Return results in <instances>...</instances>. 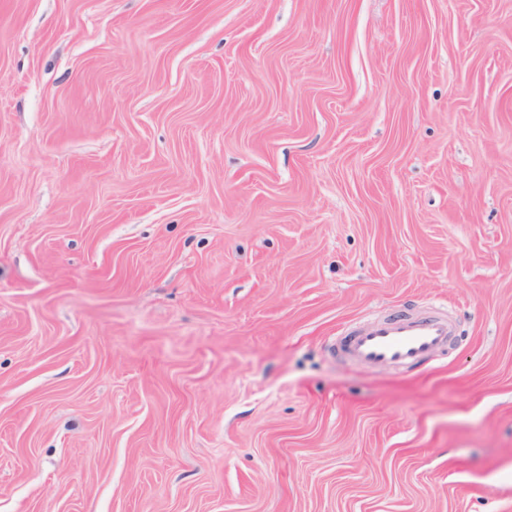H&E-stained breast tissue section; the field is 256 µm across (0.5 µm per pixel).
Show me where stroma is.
<instances>
[{"mask_svg": "<svg viewBox=\"0 0 512 512\" xmlns=\"http://www.w3.org/2000/svg\"><path fill=\"white\" fill-rule=\"evenodd\" d=\"M0 512H512V0H0ZM451 323L434 315H413L395 310L371 326L346 334L339 350L348 357L372 365H415L448 347Z\"/></svg>", "mask_w": 512, "mask_h": 512, "instance_id": "stroma-1", "label": "stroma"}]
</instances>
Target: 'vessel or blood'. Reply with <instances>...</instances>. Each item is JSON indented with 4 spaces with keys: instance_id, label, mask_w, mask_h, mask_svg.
Segmentation results:
<instances>
[{
    "instance_id": "1",
    "label": "vessel or blood",
    "mask_w": 512,
    "mask_h": 512,
    "mask_svg": "<svg viewBox=\"0 0 512 512\" xmlns=\"http://www.w3.org/2000/svg\"><path fill=\"white\" fill-rule=\"evenodd\" d=\"M450 334L451 323L446 318L399 309L371 326L346 334L339 349L356 361L372 365H415L447 347Z\"/></svg>"
}]
</instances>
